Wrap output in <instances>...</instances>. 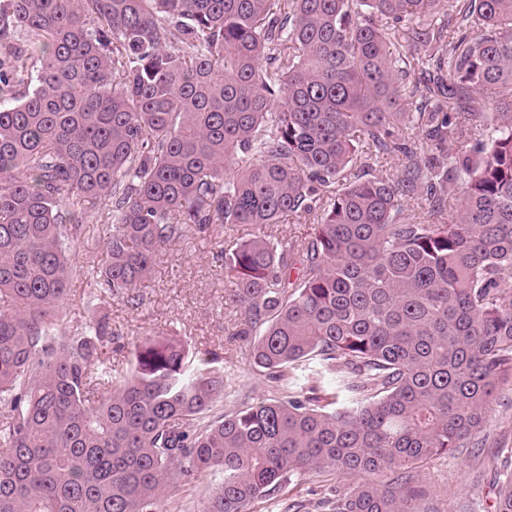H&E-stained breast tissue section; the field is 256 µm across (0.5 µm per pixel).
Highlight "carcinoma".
<instances>
[{"instance_id":"obj_1","label":"carcinoma","mask_w":512,"mask_h":512,"mask_svg":"<svg viewBox=\"0 0 512 512\" xmlns=\"http://www.w3.org/2000/svg\"><path fill=\"white\" fill-rule=\"evenodd\" d=\"M436 7L0 0V512H162L207 472L224 480L201 512H248L326 469L374 476L326 512H439L417 465L467 447L512 375V0H462L445 44L418 19ZM362 139L400 171L350 175ZM103 199L92 276L137 305L192 232L314 225L224 251L274 396L206 419L230 388L220 357L164 336L130 376L95 371L112 321L71 334L62 304ZM486 512H512V472ZM286 218L280 224H272L267 226L266 228H262L268 234H272L277 237L279 240L283 242H294L304 240L305 238L308 240L310 237L311 225L304 223V218ZM71 253V258L74 259V262L78 266L84 267H86V265H92V263L87 262L91 261V256L95 254L97 255L95 262L96 265L97 261L105 256V241L103 240V237L98 239L96 242L93 240V242H90L89 244H87L85 240L84 242L83 240L81 242L79 241L74 244Z\"/></svg>"}]
</instances>
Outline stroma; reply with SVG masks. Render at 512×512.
I'll return each instance as SVG.
<instances>
[{
    "mask_svg": "<svg viewBox=\"0 0 512 512\" xmlns=\"http://www.w3.org/2000/svg\"><path fill=\"white\" fill-rule=\"evenodd\" d=\"M222 241L193 234L167 247L153 276L140 289L141 305L105 299L101 309L110 314L117 332L112 344L101 351L105 366L129 368L135 342L157 332L181 340L192 352L218 354L233 378L228 405L269 398V382L254 367L248 345L235 337L242 314L227 298ZM484 434L483 446L461 448L419 465V474L441 512L467 502L489 503L499 473L512 469V379L499 385ZM219 482V476L205 473L177 483L164 502V512H199ZM349 483V478L331 470L312 471L295 476L282 500L297 504V512H323V498Z\"/></svg>",
    "mask_w": 512,
    "mask_h": 512,
    "instance_id": "1",
    "label": "stroma"
}]
</instances>
